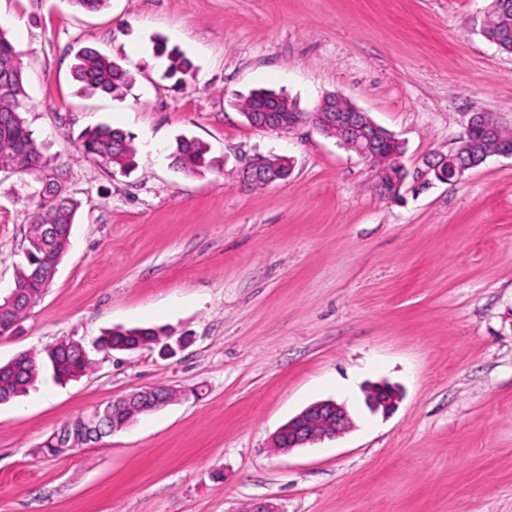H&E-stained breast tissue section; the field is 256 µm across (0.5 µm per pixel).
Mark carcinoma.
<instances>
[{
	"label": "carcinoma",
	"instance_id": "carcinoma-1",
	"mask_svg": "<svg viewBox=\"0 0 512 512\" xmlns=\"http://www.w3.org/2000/svg\"><path fill=\"white\" fill-rule=\"evenodd\" d=\"M496 38L503 50L512 52V13L494 17ZM154 50L167 55L168 66L164 78L175 84H185L194 75L189 58L176 48H168L167 40L159 37ZM73 79L81 96L118 97L134 82L132 74L116 59L95 49L87 48L76 56ZM271 91H256L240 103L243 112H254L273 105ZM28 111L24 87L22 53L16 48L7 30L0 28V172L23 173L34 176L40 184L37 210L32 216L33 231L24 249V262L17 268L14 285L23 300L15 307L0 305V335L10 336L19 329L20 322L43 293V280L39 271L62 260L69 245L71 227L78 203L64 189V177L42 151L33 137L24 113ZM79 149L87 157L122 173L135 166L136 151L130 136L123 130L108 125H98L86 130L79 137ZM171 165L187 175H200L219 167L210 156V148L194 137L175 139L169 153ZM166 335L163 328L116 329L100 339L103 350L135 351L157 345ZM89 354L82 353L66 343H55L44 349L42 355L24 352L11 364L0 365V401H13L27 393L45 371L52 373L55 381L62 383L83 376L92 368ZM139 415L136 408H112L102 405L100 419L91 430L100 438L110 435ZM45 456H59L71 452L61 444V438L50 434L41 444Z\"/></svg>",
	"mask_w": 512,
	"mask_h": 512
}]
</instances>
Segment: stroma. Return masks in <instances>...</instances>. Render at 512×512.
<instances>
[{
  "instance_id": "obj_1",
  "label": "stroma",
  "mask_w": 512,
  "mask_h": 512,
  "mask_svg": "<svg viewBox=\"0 0 512 512\" xmlns=\"http://www.w3.org/2000/svg\"><path fill=\"white\" fill-rule=\"evenodd\" d=\"M491 0H0L23 54L25 117L79 201L71 245L0 363L70 337L94 361L0 405V512H512V158L398 201L375 171L306 126L268 132L238 103L267 89L311 107L340 92L405 146L410 173L454 151L470 117L512 128V53L488 42ZM190 56L172 88L153 36ZM91 46L134 82L84 97ZM100 123L128 132L124 175L85 157ZM222 169L190 176L177 136ZM256 153L291 158L264 187L236 174ZM37 183L0 173V291L14 284ZM188 337L96 349L116 327ZM397 388L391 412L365 392ZM163 384L184 398L69 455L40 444L79 412ZM345 404L341 437L283 452L272 437L313 402ZM169 158L172 166L187 175H201L205 171L220 167L219 162L210 157L209 146L194 137L176 138Z\"/></svg>"
}]
</instances>
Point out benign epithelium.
<instances>
[{
	"label": "benign epithelium",
	"mask_w": 512,
	"mask_h": 512,
	"mask_svg": "<svg viewBox=\"0 0 512 512\" xmlns=\"http://www.w3.org/2000/svg\"><path fill=\"white\" fill-rule=\"evenodd\" d=\"M284 109L278 105L266 112L247 113L248 122L259 129L270 131L293 130L311 125L319 130L332 128L335 130L334 138L349 150L355 152L366 161L373 163L379 160L378 151L383 143L397 139L375 123L368 113L354 105L345 95L331 93L322 96L309 110L298 111L286 118L282 115ZM484 122L486 136L496 141L500 147L493 153L501 156H512V147L506 145L507 138L502 135L500 125L489 122L482 113L474 114L468 123L465 136L454 153L436 163L428 165L427 173L435 172L438 180L446 183H455L462 179L466 171L472 169L467 160L468 144L471 141L473 128L478 122ZM403 154L394 152L387 157L391 166L399 169L398 174L391 175L389 185H383L382 180L373 184V189L382 198L393 199L401 196V190L406 184L407 171L402 163ZM290 167L289 158L279 156L276 164L269 163L266 155L257 153L246 159L239 168L242 179L249 183H263L269 185L283 179L279 166ZM168 386L148 388V392L137 391L121 399V402L133 406L138 399L145 398V402L156 407L161 405L164 391ZM367 395L372 410L383 409L390 411L394 408L398 396L397 392L386 384L375 385L369 388ZM351 427V420L344 404L333 400L313 403L290 419L272 438L274 448H300L307 444H314L325 439H334L341 436Z\"/></svg>",
	"instance_id": "1"
}]
</instances>
